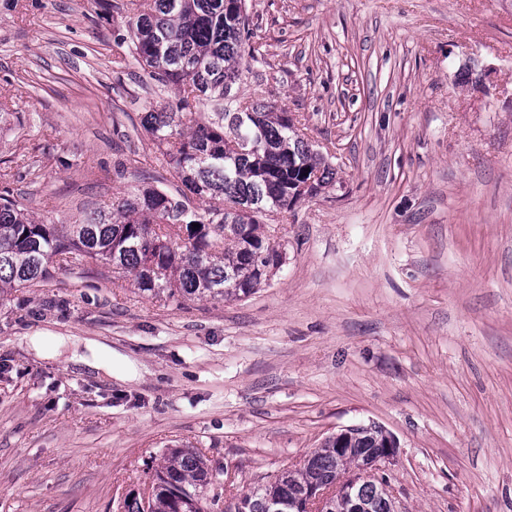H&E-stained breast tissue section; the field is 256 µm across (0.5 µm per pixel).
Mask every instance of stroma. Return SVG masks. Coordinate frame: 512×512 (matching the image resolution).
Returning a JSON list of instances; mask_svg holds the SVG:
<instances>
[{
	"mask_svg": "<svg viewBox=\"0 0 512 512\" xmlns=\"http://www.w3.org/2000/svg\"><path fill=\"white\" fill-rule=\"evenodd\" d=\"M234 91L301 120L335 175L271 224L231 302L88 265L0 304V512H123L171 448L228 496L338 430L399 443L401 512H512V0H246ZM130 0H0V188L75 224L175 190L143 112Z\"/></svg>",
	"mask_w": 512,
	"mask_h": 512,
	"instance_id": "1",
	"label": "stroma"
}]
</instances>
